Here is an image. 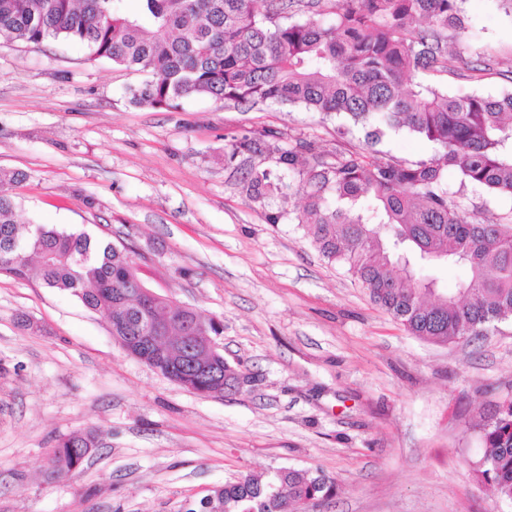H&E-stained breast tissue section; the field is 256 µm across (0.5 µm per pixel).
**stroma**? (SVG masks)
Listing matches in <instances>:
<instances>
[{
	"mask_svg": "<svg viewBox=\"0 0 512 512\" xmlns=\"http://www.w3.org/2000/svg\"><path fill=\"white\" fill-rule=\"evenodd\" d=\"M470 30L447 72L419 73L456 94L512 92V0H467ZM150 75L94 57L79 41H0V185L25 224L125 244L173 303L223 322L225 360L250 381L189 392L126 354L106 316L38 275L0 274V512H179L225 482L281 469L322 471L335 493L316 512H512L473 470L474 425L512 390V319L469 343L408 334L292 221L282 201L249 199L254 166L233 139L272 129L288 149L359 150L364 131L288 104L209 99L134 105ZM432 143L387 133L378 161L411 163ZM463 190L467 219L512 200ZM91 430L78 474L48 476L61 436Z\"/></svg>",
	"mask_w": 512,
	"mask_h": 512,
	"instance_id": "obj_1",
	"label": "stroma"
}]
</instances>
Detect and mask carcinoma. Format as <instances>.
<instances>
[{
	"mask_svg": "<svg viewBox=\"0 0 512 512\" xmlns=\"http://www.w3.org/2000/svg\"><path fill=\"white\" fill-rule=\"evenodd\" d=\"M0 0V40L39 45L76 40L92 54L151 79L131 90V101L152 109L208 98L250 108L271 103L344 117L366 129L367 148L329 157L280 136L233 140L231 161L247 153L271 157L299 177L303 204L267 214L302 226L331 263L369 291L371 300L410 335L459 344L512 318V226L499 217L467 221L448 191L452 167L460 186L512 199V93L452 95L439 83L415 81L420 71H448V40L467 31L466 0ZM316 18H298L303 10ZM388 130H405L433 144L412 163L377 162L369 148ZM283 178L254 167L243 189L253 200L286 196ZM45 287L102 311L116 335L142 336L141 319L161 321L163 336H185L164 357L142 349L148 365L172 369L209 391L228 371L224 355L209 376L190 372L187 343L201 333L196 313L165 317V301L128 302L138 288L125 245L92 241L85 233L18 223L12 198L0 194V273L23 279L30 257ZM446 263L469 270L455 295L439 291L419 271ZM483 455L476 471L495 498L512 502V396L479 421ZM97 447L91 431L58 439L46 458L50 474L69 473ZM335 482L319 471L288 469L271 480L246 475L224 483L184 512H296L312 498H330Z\"/></svg>",
	"mask_w": 512,
	"mask_h": 512,
	"instance_id": "cac0c4a2",
	"label": "carcinoma"
}]
</instances>
